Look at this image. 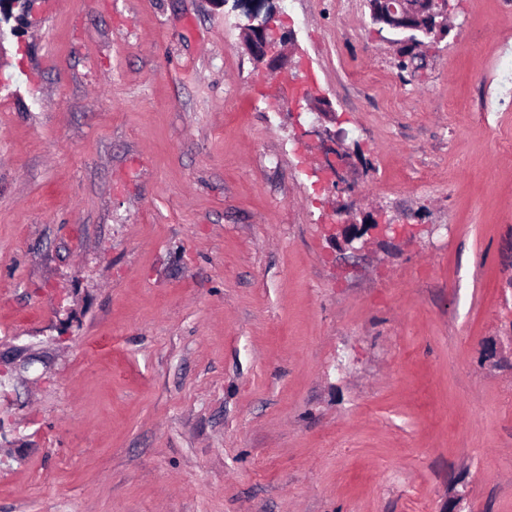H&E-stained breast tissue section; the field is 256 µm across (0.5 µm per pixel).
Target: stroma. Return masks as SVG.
<instances>
[{"label":"stroma","instance_id":"stroma-1","mask_svg":"<svg viewBox=\"0 0 512 512\" xmlns=\"http://www.w3.org/2000/svg\"><path fill=\"white\" fill-rule=\"evenodd\" d=\"M273 4L260 64L241 0L0 38V512H512V11L403 71L368 0ZM259 11V8L251 9L248 13V22L241 28L242 43L257 62L274 54L277 44H281L282 40V35L274 23V10H267L263 17H260ZM344 224H336V229L341 227V238L343 242L351 244L354 240L363 237L369 231L379 229L382 233H393L399 235L404 231L402 225L399 224H379L377 220L370 217H363L360 224L356 221H344Z\"/></svg>","mask_w":512,"mask_h":512}]
</instances>
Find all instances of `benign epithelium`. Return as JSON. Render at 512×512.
Masks as SVG:
<instances>
[{
	"mask_svg": "<svg viewBox=\"0 0 512 512\" xmlns=\"http://www.w3.org/2000/svg\"><path fill=\"white\" fill-rule=\"evenodd\" d=\"M369 8L373 22L411 36L421 33L439 38L447 21V0H369ZM241 33L243 45L257 62L274 54L282 38L275 25V12L272 9L263 16L259 9H251ZM375 229L395 235L404 231L399 224H380L366 217L359 223L354 220L344 222L341 225V238L350 244Z\"/></svg>",
	"mask_w": 512,
	"mask_h": 512,
	"instance_id": "7a95c632",
	"label": "benign epithelium"
}]
</instances>
